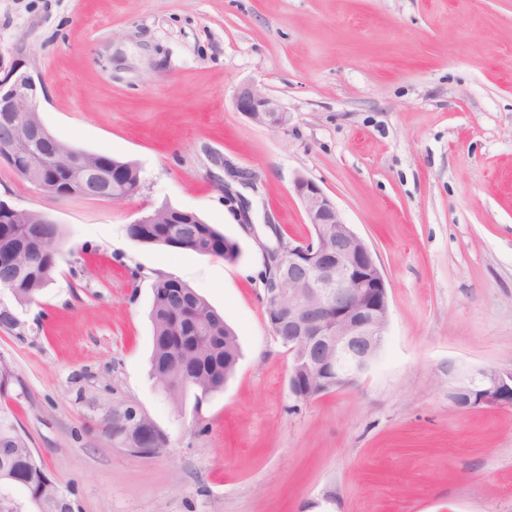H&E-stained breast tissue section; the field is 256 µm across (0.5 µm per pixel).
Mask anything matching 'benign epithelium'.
<instances>
[{"label": "benign epithelium", "instance_id": "1", "mask_svg": "<svg viewBox=\"0 0 512 512\" xmlns=\"http://www.w3.org/2000/svg\"><path fill=\"white\" fill-rule=\"evenodd\" d=\"M36 81L15 68L0 79V114L14 120L12 138L0 141V164L11 165L31 142L32 128L20 115L39 112ZM236 109L273 131L288 126V112L254 84L241 86ZM252 172L224 160V203L236 221L252 226L250 205L235 185L253 184ZM293 189L310 224L302 242L285 240L276 224L266 227L275 244L264 248V313L270 332L288 328L292 355L288 384L294 400L310 404L353 383L368 371L386 340L389 295L383 273L368 244L346 224L336 205L312 179L298 176ZM448 397L463 412L512 407V370L476 368L463 375L448 366Z\"/></svg>", "mask_w": 512, "mask_h": 512}]
</instances>
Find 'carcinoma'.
<instances>
[{
  "label": "carcinoma",
  "mask_w": 512,
  "mask_h": 512,
  "mask_svg": "<svg viewBox=\"0 0 512 512\" xmlns=\"http://www.w3.org/2000/svg\"><path fill=\"white\" fill-rule=\"evenodd\" d=\"M32 148L52 155V166L58 171L92 160L83 154V149L61 143L43 129ZM110 160L109 179L86 182L74 175L66 187L57 182L53 172L26 163H16L13 171L48 198L99 193L114 200L132 197L142 183L140 168L132 161L114 156ZM128 235L142 244L226 260L237 255V245L214 225L193 212L168 206L155 210L149 224L129 225ZM61 238L60 226L46 223L45 217L33 210L20 209L13 223H0V288L8 289L20 304L36 301L54 279ZM152 290L150 378L177 402L189 392L200 401L223 390L240 357L238 336L224 315L176 279L160 277ZM14 385H21L19 376L8 362L0 359V398L10 397ZM108 435L128 447L147 443L165 449L169 445L168 435L149 418L140 430L122 432L111 427ZM1 473L11 476L12 484L24 487L29 500L41 501L44 512H72L67 494L46 474L44 464L30 447L7 403H0Z\"/></svg>",
  "instance_id": "1"
}]
</instances>
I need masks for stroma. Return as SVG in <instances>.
Segmentation results:
<instances>
[{
	"mask_svg": "<svg viewBox=\"0 0 512 512\" xmlns=\"http://www.w3.org/2000/svg\"><path fill=\"white\" fill-rule=\"evenodd\" d=\"M42 78L57 138L138 163L124 201L56 203L0 164V199L64 231L55 280L0 289L14 405L75 512H512V408L458 410L448 369L512 370V0H0V70ZM252 83L287 130L234 106ZM256 175L237 224L216 182ZM314 180L368 243L390 300L355 383L308 405L263 306V248L303 239L293 190ZM234 240L228 262L132 240L162 204ZM171 276L234 328L222 391L174 402L149 377L152 285ZM134 406L170 446L108 437Z\"/></svg>",
	"mask_w": 512,
	"mask_h": 512,
	"instance_id": "1",
	"label": "stroma"
}]
</instances>
